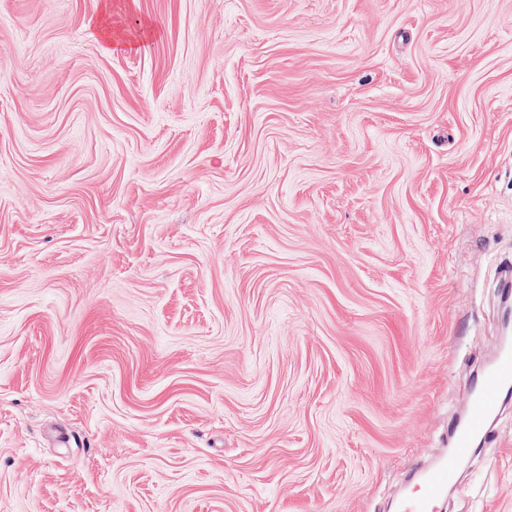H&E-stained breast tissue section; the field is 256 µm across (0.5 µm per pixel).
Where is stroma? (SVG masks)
<instances>
[{
  "label": "stroma",
  "instance_id": "35a3bbf8",
  "mask_svg": "<svg viewBox=\"0 0 512 512\" xmlns=\"http://www.w3.org/2000/svg\"><path fill=\"white\" fill-rule=\"evenodd\" d=\"M100 18L0 0V512H394L500 346L512 0Z\"/></svg>",
  "mask_w": 512,
  "mask_h": 512
}]
</instances>
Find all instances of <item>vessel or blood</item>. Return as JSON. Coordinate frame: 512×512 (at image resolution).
Listing matches in <instances>:
<instances>
[{
  "mask_svg": "<svg viewBox=\"0 0 512 512\" xmlns=\"http://www.w3.org/2000/svg\"><path fill=\"white\" fill-rule=\"evenodd\" d=\"M512 386V348H501L492 365L473 386L466 421L455 430L449 455L420 479L415 498L403 501L400 512H433L437 500L446 492L458 462L468 457L477 438L485 436L488 420L497 413L503 391Z\"/></svg>",
  "mask_w": 512,
  "mask_h": 512,
  "instance_id": "vessel-or-blood-1",
  "label": "vessel or blood"
}]
</instances>
